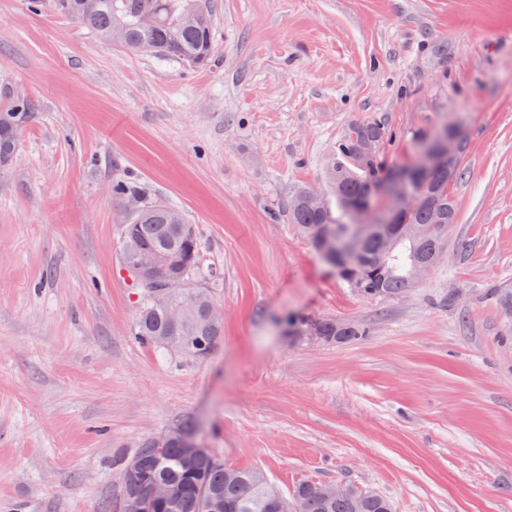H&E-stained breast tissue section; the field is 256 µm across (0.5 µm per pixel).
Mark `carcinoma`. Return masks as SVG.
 <instances>
[{
	"label": "carcinoma",
	"instance_id": "obj_1",
	"mask_svg": "<svg viewBox=\"0 0 512 512\" xmlns=\"http://www.w3.org/2000/svg\"><path fill=\"white\" fill-rule=\"evenodd\" d=\"M55 6L97 36L131 53H150L200 65L214 49L212 19L205 0H56ZM33 102L14 91L0 103V166L11 162L23 129L32 117ZM391 137L384 120L350 124L336 142L327 166L328 189L335 195L340 215L323 200L314 199L313 189L299 191L288 207V221L298 227L315 248L325 234H345L357 225V211L372 215L374 227L361 240L347 261L340 278L372 298L397 295L411 287L415 268L434 267L440 261L448 229L457 214L448 192L461 175L460 167L448 173L442 165L425 175L392 182L388 190L379 181L399 167L386 163L383 147ZM367 141L378 144V152L366 157L360 147ZM399 195L419 199L418 207L404 219H392L393 201ZM142 252L173 254L176 269L145 279L134 276L138 286L134 336L162 352L181 354L195 362L212 356L224 340L223 323L209 310L215 302L197 282L201 242L193 225L171 205L143 203L134 210L132 222L124 227L121 263L133 271L132 262ZM187 297L193 307L173 323L168 309ZM289 325L297 333L312 331L328 341L351 343L368 335L365 327L331 319L309 321L296 318ZM191 436L186 425L171 433L161 447L154 438L140 441L133 455L123 462L121 482L113 512H129L133 503L142 512H385L392 509L384 496L361 490L352 494L323 495L316 484H298L291 497L283 496L258 471L234 469L212 453L195 465L186 463L181 441ZM170 488V504L150 498L152 486Z\"/></svg>",
	"mask_w": 512,
	"mask_h": 512
}]
</instances>
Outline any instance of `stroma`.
<instances>
[{
  "mask_svg": "<svg viewBox=\"0 0 512 512\" xmlns=\"http://www.w3.org/2000/svg\"><path fill=\"white\" fill-rule=\"evenodd\" d=\"M197 67L0 0V89L36 106L0 168V512H108L116 458L179 424L225 466L374 490L394 512H512V0H209ZM390 164L462 126L457 221L404 293L341 280L284 210L348 125ZM139 186L201 240L224 343L135 340L116 280ZM292 317L365 325L350 344Z\"/></svg>",
  "mask_w": 512,
  "mask_h": 512,
  "instance_id": "1",
  "label": "stroma"
}]
</instances>
